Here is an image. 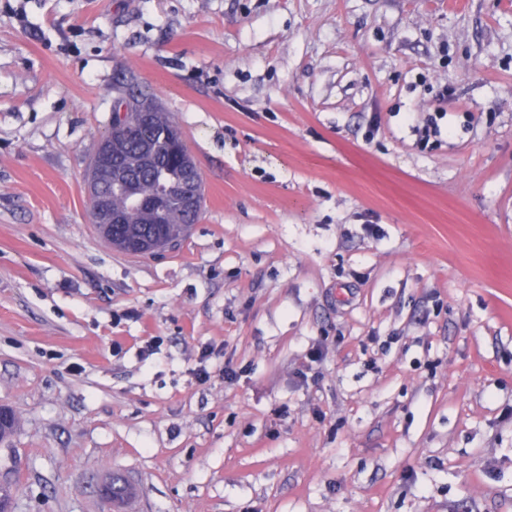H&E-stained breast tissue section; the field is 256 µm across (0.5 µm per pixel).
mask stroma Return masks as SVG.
<instances>
[{"mask_svg": "<svg viewBox=\"0 0 512 512\" xmlns=\"http://www.w3.org/2000/svg\"><path fill=\"white\" fill-rule=\"evenodd\" d=\"M120 77L180 250L89 220ZM1 406L12 512H512V0H0Z\"/></svg>", "mask_w": 512, "mask_h": 512, "instance_id": "1", "label": "stroma"}]
</instances>
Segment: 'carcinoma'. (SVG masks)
Masks as SVG:
<instances>
[{
  "instance_id": "1",
  "label": "carcinoma",
  "mask_w": 512,
  "mask_h": 512,
  "mask_svg": "<svg viewBox=\"0 0 512 512\" xmlns=\"http://www.w3.org/2000/svg\"><path fill=\"white\" fill-rule=\"evenodd\" d=\"M100 143L112 160V176L101 181L100 191L112 212L124 220L112 225L108 243L129 253L131 247L161 236L182 241L203 208L192 212L183 205V185L193 157L171 113L148 90L132 85L114 101L111 123ZM159 193L164 196L162 207L143 205Z\"/></svg>"
}]
</instances>
